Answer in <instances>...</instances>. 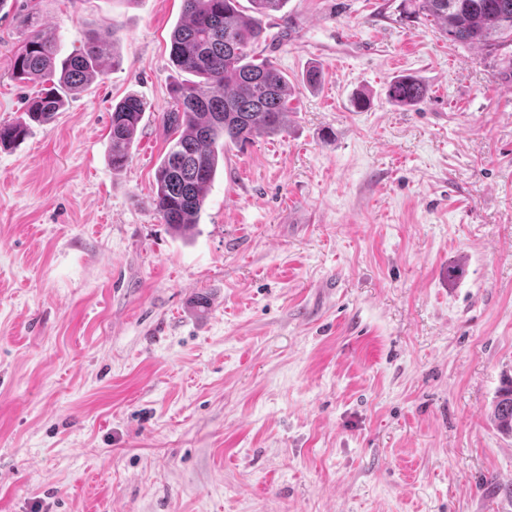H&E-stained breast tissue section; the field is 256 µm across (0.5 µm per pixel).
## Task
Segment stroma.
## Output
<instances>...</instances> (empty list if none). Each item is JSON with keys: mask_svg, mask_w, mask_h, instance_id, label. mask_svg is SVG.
<instances>
[{"mask_svg": "<svg viewBox=\"0 0 512 512\" xmlns=\"http://www.w3.org/2000/svg\"><path fill=\"white\" fill-rule=\"evenodd\" d=\"M29 15L60 58L89 34L117 63L0 146V512H512L500 59L412 0H287L260 47L287 130L226 148L178 236L150 199L182 0H7L0 123L41 91L11 76ZM401 74L424 103L388 101ZM147 102L136 94L125 96L113 109L110 125V159L113 168H123L131 159V150ZM493 417L500 429L512 432V383L497 396Z\"/></svg>", "mask_w": 512, "mask_h": 512, "instance_id": "1", "label": "stroma"}]
</instances>
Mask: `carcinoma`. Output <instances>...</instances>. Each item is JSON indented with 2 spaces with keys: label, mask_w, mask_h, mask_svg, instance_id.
<instances>
[{
  "label": "carcinoma",
  "mask_w": 512,
  "mask_h": 512,
  "mask_svg": "<svg viewBox=\"0 0 512 512\" xmlns=\"http://www.w3.org/2000/svg\"><path fill=\"white\" fill-rule=\"evenodd\" d=\"M287 0H183L187 21L170 37V57L181 72L197 80L172 85L173 108L161 114L172 138L155 173L153 210L177 235L197 224L206 191L213 181L224 147L285 132L284 117L292 110L288 77L267 57L257 53L267 41L263 19L280 11ZM415 13L434 23L449 41L476 44L502 58L512 77V0H415ZM57 41L44 29L28 35L13 56L12 72L21 82L44 90L32 98L26 115L32 122L53 119L64 97L83 90L104 70L102 44L84 38L78 52L56 67ZM428 87L410 76L393 79L388 99L413 108L428 97ZM147 102L125 96L113 109L110 125L112 167L122 168L131 150ZM25 122L0 125V144L24 138ZM498 427L512 432V385L503 388L494 404Z\"/></svg>",
  "instance_id": "1"
}]
</instances>
